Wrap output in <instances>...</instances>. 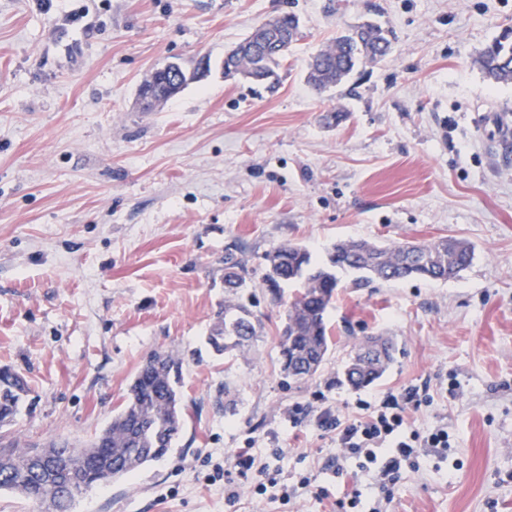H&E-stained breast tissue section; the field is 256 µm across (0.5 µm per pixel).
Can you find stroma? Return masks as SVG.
Returning a JSON list of instances; mask_svg holds the SVG:
<instances>
[{
  "instance_id": "35a3bbf8",
  "label": "stroma",
  "mask_w": 512,
  "mask_h": 512,
  "mask_svg": "<svg viewBox=\"0 0 512 512\" xmlns=\"http://www.w3.org/2000/svg\"><path fill=\"white\" fill-rule=\"evenodd\" d=\"M80 24L36 0H0V367L31 392L11 433L24 448L86 445L111 421L142 360L182 361L188 416L173 450L132 477L92 487L72 512H332L301 493L281 504L220 471L242 448L282 485L359 489L323 418L416 389L413 427L448 430L447 462L402 481L388 512H512V85L475 65L512 29V0H68ZM65 8V9H66ZM300 20L277 84L224 74L259 21ZM389 27L391 54L317 93L308 64L339 28ZM198 77L151 112L140 86L161 63ZM343 113L338 124L321 121ZM467 241L461 277L356 285L338 272L322 369L280 372L282 301L267 251L340 240ZM249 271L241 302L262 334L242 352L207 342L224 306V253ZM366 336L398 348L381 379L337 376ZM231 394L222 399L221 387Z\"/></svg>"
}]
</instances>
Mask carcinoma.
<instances>
[{"label": "carcinoma", "instance_id": "cac0c4a2", "mask_svg": "<svg viewBox=\"0 0 512 512\" xmlns=\"http://www.w3.org/2000/svg\"><path fill=\"white\" fill-rule=\"evenodd\" d=\"M300 32L295 15L282 12L260 27H253L235 51L224 58V76L243 75L257 81L278 79L277 69ZM511 32L479 54L478 63L486 77L496 84H512ZM392 50V33L367 23L343 32L312 59L308 83L325 92L345 82L358 64L376 62ZM196 71L180 64L177 68L155 69L144 82L141 96L147 107H159L180 92ZM473 259L465 241L439 237L423 242L382 245L366 239L344 240L332 245L327 261L315 264L309 251L297 244L279 245L264 255L265 281L271 288L295 284L297 288L284 303L279 347L284 375L297 380L313 377L324 364L331 342L327 334V312L336 297V271L356 275V283L374 280L397 281L423 278L447 282L457 278ZM248 270L237 256L224 254V287L228 297L224 310L210 330L208 344L218 353L248 346L259 336L261 319L236 295L247 287ZM396 345L387 336H366L355 345L339 382L354 389L372 384L394 361ZM182 362L166 351L150 353L139 365L118 412L111 423L82 448L67 442L49 445L55 461L78 470L82 483L75 490H56L49 474L31 457V451L15 440L0 447V491L45 502L52 496L54 512H70L76 496L98 483L127 476L139 468L160 461L171 449L184 425L185 408L179 391ZM28 396L24 378L8 368L0 369L1 430L13 425L20 406Z\"/></svg>", "mask_w": 512, "mask_h": 512}]
</instances>
